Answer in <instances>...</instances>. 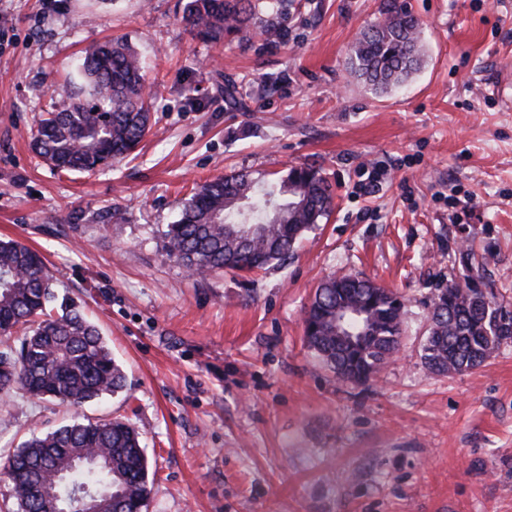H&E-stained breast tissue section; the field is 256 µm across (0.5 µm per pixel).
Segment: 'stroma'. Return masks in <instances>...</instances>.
Here are the masks:
<instances>
[{"label":"stroma","instance_id":"obj_1","mask_svg":"<svg viewBox=\"0 0 512 512\" xmlns=\"http://www.w3.org/2000/svg\"><path fill=\"white\" fill-rule=\"evenodd\" d=\"M409 2L424 62L380 94L346 58L381 0H280L275 37L215 47L186 0H0V240L44 257L126 375L76 409L0 398V465L117 418L149 460L145 512H512V342L459 374L421 358L449 279L479 276L512 311V0ZM120 36L156 97L149 135L93 173L52 169L32 150L41 114L82 50ZM300 164L325 172L334 210L285 262L199 279L168 257L195 185ZM347 274L405 307L398 357L362 385L303 335L317 286Z\"/></svg>","mask_w":512,"mask_h":512}]
</instances>
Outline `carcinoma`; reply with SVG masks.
<instances>
[{"label": "carcinoma", "mask_w": 512, "mask_h": 512, "mask_svg": "<svg viewBox=\"0 0 512 512\" xmlns=\"http://www.w3.org/2000/svg\"><path fill=\"white\" fill-rule=\"evenodd\" d=\"M182 21L203 41L265 31L259 0H188ZM422 22L400 0H381L379 18L350 49V71L374 90L402 86L420 62ZM152 93L137 53L122 38L85 52L61 87L56 108L40 119L34 150L60 171L89 173L130 154L151 129ZM331 186L321 169L301 165L278 180L232 173L201 185L167 225V253L200 277L230 270L249 275L288 257L303 233L329 215ZM52 276L42 256L0 241V331L22 333L20 345L0 350V396L20 391L28 400L80 406L125 386L98 327L79 309L54 305ZM353 310L342 333L330 335L336 304ZM404 303L369 278L344 275L323 282L304 318L306 343L346 382L364 384L400 351ZM512 342V313L494 291L476 294L469 280L439 289L429 317L422 359L429 371L462 373ZM84 455L71 480L112 494L111 512H142L151 486L139 434L108 419L60 427L27 441L6 462L18 512H43L49 496L64 495L53 470Z\"/></svg>", "instance_id": "obj_1"}]
</instances>
